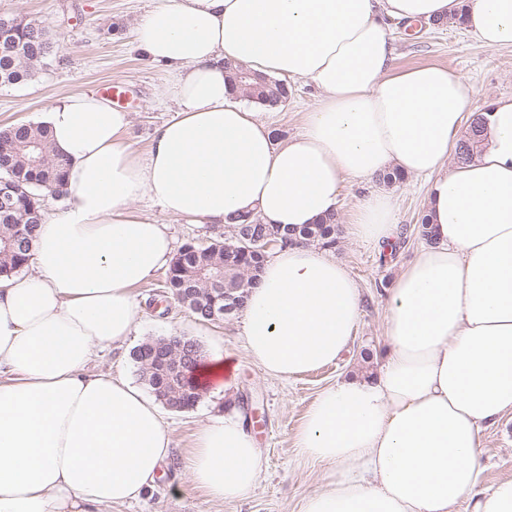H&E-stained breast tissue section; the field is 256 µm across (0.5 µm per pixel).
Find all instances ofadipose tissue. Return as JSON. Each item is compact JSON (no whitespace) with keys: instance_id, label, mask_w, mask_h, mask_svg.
Returning <instances> with one entry per match:
<instances>
[{"instance_id":"ef3b65f1","label":"adipose tissue","mask_w":512,"mask_h":512,"mask_svg":"<svg viewBox=\"0 0 512 512\" xmlns=\"http://www.w3.org/2000/svg\"><path fill=\"white\" fill-rule=\"evenodd\" d=\"M463 14L470 36L512 48V0H153L137 47L164 68L175 118L146 151L127 112L96 93L56 100L44 119L68 159L69 194L41 224L23 277L0 281V512H99L154 488L171 454L157 406L97 352L133 333L134 288L168 267V225L248 213L283 229L336 213L345 184L399 170L424 182L435 238L391 291L389 352L375 376L323 389L296 434L326 468L301 512H512V478L480 489L483 425L512 412V98L486 112L488 146L447 168L473 88L448 68L396 70L386 18ZM320 92L302 132L273 139L241 104L226 64ZM397 201L360 197L353 239L396 236ZM361 315V290L324 249L279 248L241 311L249 358L290 380L334 364ZM262 450L241 420L217 417L186 460L193 485L234 503Z\"/></svg>"}]
</instances>
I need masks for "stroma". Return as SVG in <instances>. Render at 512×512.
Returning <instances> with one entry per match:
<instances>
[{
  "label": "stroma",
  "instance_id": "1",
  "mask_svg": "<svg viewBox=\"0 0 512 512\" xmlns=\"http://www.w3.org/2000/svg\"><path fill=\"white\" fill-rule=\"evenodd\" d=\"M150 5L151 0H0V14L42 24L57 43L32 81L0 88V127L41 121L43 112L57 99L97 92L107 82H119L128 89L126 99L119 103L131 119L127 138L135 148L146 149L156 129L175 115L174 107L161 101L166 73L145 59L132 35ZM390 28L396 67L437 64L463 74L474 88L472 112H483L495 100L512 97V49H488L452 23L427 24L413 34L397 20L391 21ZM317 96L312 84L292 81L288 99L277 107L276 141H285L300 129L303 113L311 109ZM392 190L399 200L395 251L378 249L346 234L332 251L347 266L362 294L356 336L334 365L288 381L269 377L247 355L239 315L217 323L196 320L173 298L163 297L166 274L162 271L135 289L140 311L133 336L123 348L96 358L90 372L112 371L140 384L133 351L148 340L177 331L191 335L205 353L223 349L234 372L225 392L202 396L186 411L165 409L172 451L163 478L140 500L113 507L111 512H300L303 499L323 488L325 468L298 456L296 433L318 393L339 375L365 376L378 370L387 352L384 324L390 290L422 242L417 222L425 209L423 191L415 183L396 184ZM230 402L263 448L264 460L248 499L220 503L192 486L185 461L195 432L211 418L223 415ZM481 448L483 485L512 478L511 413L485 426Z\"/></svg>",
  "mask_w": 512,
  "mask_h": 512
}]
</instances>
